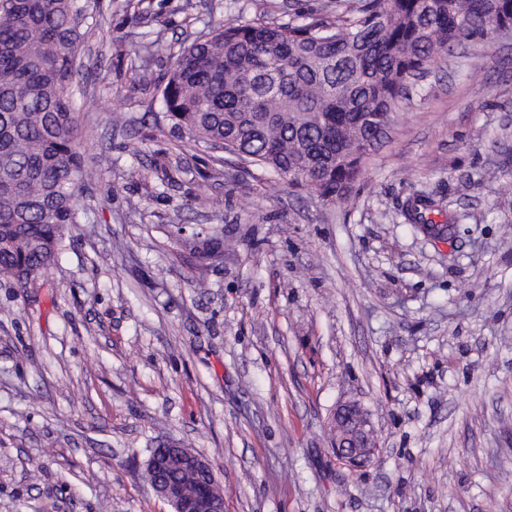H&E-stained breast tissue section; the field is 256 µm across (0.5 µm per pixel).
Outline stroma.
<instances>
[{
  "label": "stroma",
  "mask_w": 512,
  "mask_h": 512,
  "mask_svg": "<svg viewBox=\"0 0 512 512\" xmlns=\"http://www.w3.org/2000/svg\"><path fill=\"white\" fill-rule=\"evenodd\" d=\"M89 2L84 214L34 285L0 278V512H170L143 478L168 440L210 461L224 512H512V36L410 88L327 202L163 106L174 56L254 0ZM415 194L451 239L407 223ZM213 225L237 246L204 269L179 233ZM344 401L377 433L357 471L332 451Z\"/></svg>",
  "instance_id": "obj_1"
}]
</instances>
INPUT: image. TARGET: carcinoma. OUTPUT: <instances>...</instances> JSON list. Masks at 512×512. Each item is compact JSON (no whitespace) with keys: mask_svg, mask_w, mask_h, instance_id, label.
Wrapping results in <instances>:
<instances>
[{"mask_svg":"<svg viewBox=\"0 0 512 512\" xmlns=\"http://www.w3.org/2000/svg\"><path fill=\"white\" fill-rule=\"evenodd\" d=\"M86 0H0V276L20 288L55 261L78 223L88 175L78 137L76 59ZM512 31V0H336V20L228 22L173 62L163 104L191 142L224 150L344 198L367 153L351 144L381 125L407 88L487 24ZM418 195L408 223L434 238L453 225ZM199 264L224 260V229L187 241Z\"/></svg>","mask_w":512,"mask_h":512,"instance_id":"carcinoma-1","label":"carcinoma"}]
</instances>
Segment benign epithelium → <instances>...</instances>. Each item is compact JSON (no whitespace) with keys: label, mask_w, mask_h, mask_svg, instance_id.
<instances>
[{"label":"benign epithelium","mask_w":512,"mask_h":512,"mask_svg":"<svg viewBox=\"0 0 512 512\" xmlns=\"http://www.w3.org/2000/svg\"><path fill=\"white\" fill-rule=\"evenodd\" d=\"M336 437L333 451L336 458L352 470H358L374 454L367 441L374 439L373 429L367 413L356 403H342L333 414ZM146 468L154 474L173 471L187 473L208 481L189 490L177 480L151 482L156 495L168 503L173 512H224V496L216 485L211 463L202 455L177 441H167L162 448L154 449Z\"/></svg>","instance_id":"1"}]
</instances>
